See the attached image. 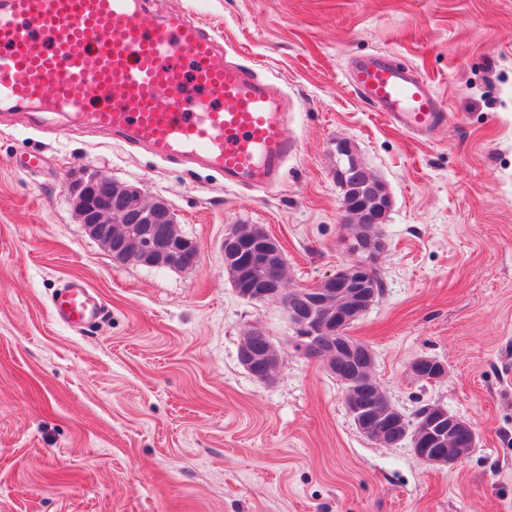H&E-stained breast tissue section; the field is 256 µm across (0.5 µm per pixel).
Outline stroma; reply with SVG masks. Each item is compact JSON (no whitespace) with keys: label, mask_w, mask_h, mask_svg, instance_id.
<instances>
[{"label":"stroma","mask_w":512,"mask_h":512,"mask_svg":"<svg viewBox=\"0 0 512 512\" xmlns=\"http://www.w3.org/2000/svg\"><path fill=\"white\" fill-rule=\"evenodd\" d=\"M179 10L287 94L295 149L275 188H235L90 127L0 112V512H512V0H160L145 21ZM375 53L441 98L429 138L349 87L350 59ZM343 140L390 197L382 292L348 333L403 414L438 403L473 426L477 446L448 467L361 434L342 385L291 346L287 311L224 272L240 224L280 241L287 288L351 262ZM88 169L167 202L197 264L112 257L67 191ZM72 279L101 305L81 328L54 316ZM253 324L281 350L269 384L239 361ZM422 356L441 382L409 372Z\"/></svg>","instance_id":"stroma-1"}]
</instances>
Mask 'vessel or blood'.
<instances>
[{"instance_id": "obj_1", "label": "vessel or blood", "mask_w": 512, "mask_h": 512, "mask_svg": "<svg viewBox=\"0 0 512 512\" xmlns=\"http://www.w3.org/2000/svg\"><path fill=\"white\" fill-rule=\"evenodd\" d=\"M143 9L144 0H0V108L88 122L160 157L218 170L229 185L274 186L295 148L276 87L224 60L200 22L173 12L149 26ZM348 84L395 128L427 136L443 119L430 83L388 57L354 60ZM53 309L81 327L100 305L75 279Z\"/></svg>"}]
</instances>
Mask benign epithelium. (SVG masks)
Wrapping results in <instances>:
<instances>
[{
	"label": "benign epithelium",
	"instance_id": "benign-epithelium-1",
	"mask_svg": "<svg viewBox=\"0 0 512 512\" xmlns=\"http://www.w3.org/2000/svg\"><path fill=\"white\" fill-rule=\"evenodd\" d=\"M107 177L97 171L85 172L83 178L72 185L70 195L81 204L83 226L94 238L106 233L103 226L110 207V198L103 190ZM367 191L358 192L344 203V210L368 225L365 236L357 242L345 241L346 247L356 255L353 263L338 269L322 279L317 285L297 294L284 288L280 265L275 257L282 251L279 241L271 235L257 245H243L237 234L230 232L224 237V249L236 254L241 265L266 267V277L261 281L243 279L236 284L235 291L246 300L259 303H280L287 310L294 328L295 349L308 359L322 364L323 369L340 382L350 379L336 371V356L344 350L355 351L367 359L371 356L365 346L352 347L342 337L344 327L357 318L374 294L366 284L365 272L377 265L386 250V243L380 233L384 216L389 209L390 198L382 193L379 186L366 179ZM158 220L152 205L145 203L140 189L133 188L122 210L119 223L138 224L141 232L142 256L150 266L195 265L199 258L197 242L189 238L162 240L159 230L152 227ZM242 366L262 382L273 380L281 355L280 351L269 346L257 353L245 348L240 351ZM360 393L346 392V405L349 415L355 417L360 431L369 439L392 447L397 439L388 433L386 425L379 420H369V412L387 403V399L375 385L374 379L362 376L358 380ZM444 416L432 422L427 429H418L410 441L414 454L431 466L447 467L457 461L453 448L448 446L445 431L439 423Z\"/></svg>",
	"mask_w": 512,
	"mask_h": 512
}]
</instances>
